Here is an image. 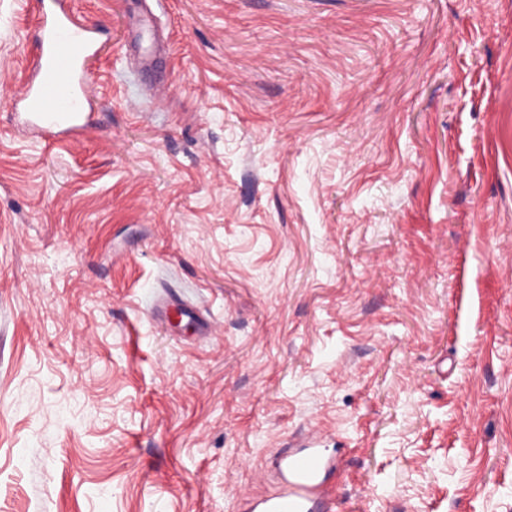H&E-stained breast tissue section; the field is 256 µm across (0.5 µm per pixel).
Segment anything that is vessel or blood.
I'll list each match as a JSON object with an SVG mask.
<instances>
[{"label":"vessel or blood","instance_id":"1","mask_svg":"<svg viewBox=\"0 0 512 512\" xmlns=\"http://www.w3.org/2000/svg\"><path fill=\"white\" fill-rule=\"evenodd\" d=\"M31 75L11 112L33 137L52 141L79 136L91 124L93 92L86 63L99 49L101 30L82 20L66 0H36ZM161 319L177 314L204 329L197 312L172 294L159 297ZM338 454L320 448L318 439L291 447L275 460L280 482L270 496L250 499L247 512H333L335 492L328 484L338 470Z\"/></svg>","mask_w":512,"mask_h":512}]
</instances>
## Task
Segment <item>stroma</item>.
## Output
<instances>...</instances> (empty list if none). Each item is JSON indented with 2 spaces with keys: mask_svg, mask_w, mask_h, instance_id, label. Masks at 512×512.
Wrapping results in <instances>:
<instances>
[{
  "mask_svg": "<svg viewBox=\"0 0 512 512\" xmlns=\"http://www.w3.org/2000/svg\"><path fill=\"white\" fill-rule=\"evenodd\" d=\"M68 2L95 123L40 142L0 0V512H243L309 434L335 512H512V0ZM157 313L160 316L162 323L166 322L172 314H179L181 317L187 318L188 321L193 322L199 333L202 335L203 329L210 330V325L204 323L198 316L197 312L191 306L179 302V300L170 293H165L157 300Z\"/></svg>",
  "mask_w": 512,
  "mask_h": 512,
  "instance_id": "stroma-1",
  "label": "stroma"
}]
</instances>
